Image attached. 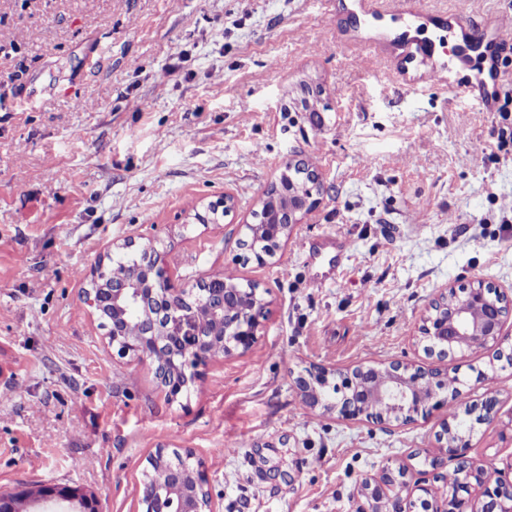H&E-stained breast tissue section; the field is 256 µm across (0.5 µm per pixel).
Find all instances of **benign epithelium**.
<instances>
[{"instance_id": "benign-epithelium-1", "label": "benign epithelium", "mask_w": 512, "mask_h": 512, "mask_svg": "<svg viewBox=\"0 0 512 512\" xmlns=\"http://www.w3.org/2000/svg\"><path fill=\"white\" fill-rule=\"evenodd\" d=\"M319 185L314 178L302 176L292 164L285 165L279 182L260 200L258 222L245 225L246 234L264 241L272 257L288 242L295 225L311 212L314 193ZM228 212L234 207L233 198L209 205L205 211L194 210L193 218L200 224L218 220V208ZM258 285L246 287L228 282L216 274L203 281L193 295L174 286L164 273V257L154 249L143 251L141 264L132 277L112 279L100 263L95 269L93 288L86 293V302L101 318L111 315L112 339L120 335L128 308L139 307L151 330L126 346H117L121 356L137 353L156 364V372L166 396L175 398L191 380L186 370L195 367L216 350L228 357L237 351L250 350L257 340L260 318L267 302L258 297ZM512 305L503 300L501 292L479 282L460 295L450 286L440 293L424 316L420 333L429 342L427 350L448 353H473L495 347L498 357L512 364V352L504 353L505 317ZM212 322L220 330L213 337V346L203 348L201 330ZM336 387V400L326 403L330 411L346 420L361 416L379 420L408 422L426 411L440 409L456 402L460 390L448 393V373L438 369L413 368L400 363L386 368L356 367L338 371L317 366L298 380L297 387L304 401L317 406L323 403L322 390ZM498 400L485 398L468 409L475 422L482 424L495 418ZM446 441L444 454L458 463L463 477L449 496L436 500L433 512H512V480L495 478L482 463L468 456L471 442L454 436V427L447 425L439 434ZM361 493L372 506L381 499L395 503V512H406L405 504L414 494L429 495L428 487L416 481L404 480V471L388 470L380 480L365 478ZM42 504L66 503L70 512H100L98 500L78 486L45 484L36 493L27 490H1L0 512H22L29 500ZM176 500V512H211V500L204 488V478L193 469L173 470L163 488L144 484L142 502L148 512H168L166 504Z\"/></svg>"}]
</instances>
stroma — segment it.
Wrapping results in <instances>:
<instances>
[{
	"mask_svg": "<svg viewBox=\"0 0 512 512\" xmlns=\"http://www.w3.org/2000/svg\"><path fill=\"white\" fill-rule=\"evenodd\" d=\"M505 6L404 0L374 21L354 0H0L16 45L0 53V490L75 485L101 512H142L161 449L200 464L214 512H359L385 468L447 474L432 464L446 411L323 413L296 389L314 365L457 371L461 405L499 400L472 455L512 464V366L492 348L428 354L419 333L446 286L512 299V47L484 86V58L430 22L486 32ZM428 43L446 70L422 86ZM302 80L324 91L317 120L283 109ZM309 160L316 206L274 257L246 256L259 198ZM226 195L218 223L193 220ZM129 241L164 252L176 287L231 271L268 301L252 349L199 366L173 401L84 299Z\"/></svg>",
	"mask_w": 512,
	"mask_h": 512,
	"instance_id": "1",
	"label": "stroma"
}]
</instances>
